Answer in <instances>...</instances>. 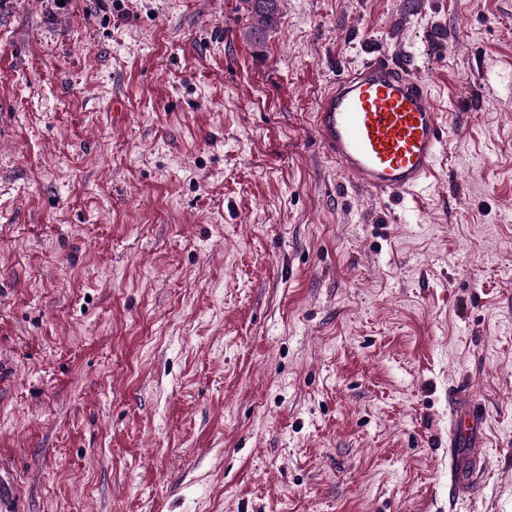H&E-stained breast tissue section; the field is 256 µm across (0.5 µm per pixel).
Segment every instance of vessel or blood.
<instances>
[{"label":"vessel or blood","instance_id":"obj_1","mask_svg":"<svg viewBox=\"0 0 512 512\" xmlns=\"http://www.w3.org/2000/svg\"><path fill=\"white\" fill-rule=\"evenodd\" d=\"M313 129L325 154L355 185L401 200L426 188L450 139L427 83L379 49L331 82L316 106ZM449 419V481L469 492L480 472L482 418L456 394Z\"/></svg>","mask_w":512,"mask_h":512}]
</instances>
